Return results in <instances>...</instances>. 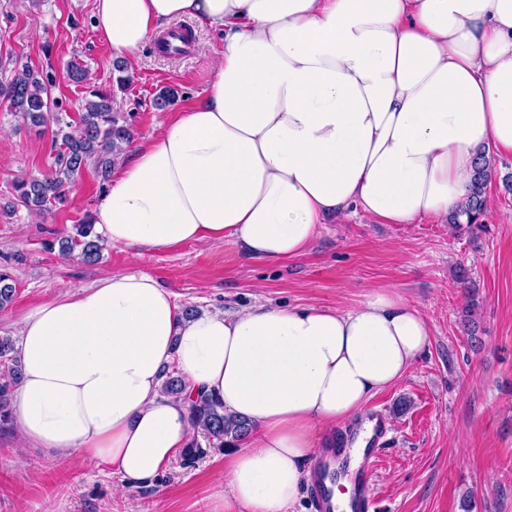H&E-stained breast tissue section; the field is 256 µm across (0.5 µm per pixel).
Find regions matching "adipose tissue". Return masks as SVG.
I'll return each instance as SVG.
<instances>
[{"mask_svg":"<svg viewBox=\"0 0 512 512\" xmlns=\"http://www.w3.org/2000/svg\"><path fill=\"white\" fill-rule=\"evenodd\" d=\"M93 18L125 61L182 18L224 42L202 102L141 141L97 203L91 219L112 248L224 242L281 261L354 208L381 224L446 217L478 154H512V0H95ZM19 336L20 445L149 486L198 437L191 402L209 394L251 425L224 455L212 512H288L308 457L353 424L331 485L348 512L367 464L364 407L403 378L431 330L390 289L348 309L188 318L131 270L39 304ZM172 365L185 390L166 397Z\"/></svg>","mask_w":512,"mask_h":512,"instance_id":"ef3b65f1","label":"adipose tissue"}]
</instances>
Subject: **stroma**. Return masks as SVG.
<instances>
[{
	"instance_id": "obj_1",
	"label": "stroma",
	"mask_w": 512,
	"mask_h": 512,
	"mask_svg": "<svg viewBox=\"0 0 512 512\" xmlns=\"http://www.w3.org/2000/svg\"><path fill=\"white\" fill-rule=\"evenodd\" d=\"M94 0H0V60L21 59L52 72V95L77 115L86 86L64 76L67 63L110 89L113 60L93 27ZM197 45L175 60L146 44L129 65L133 77L117 100L134 113L136 140L157 131L156 91L173 87L178 107L199 102L212 62L224 44L209 27H196ZM55 124L36 127L0 104V267L15 296L0 311V336L17 337L39 304L69 285H91L128 270L155 277L180 308L233 313L258 304H318L349 308L374 289H395L428 318L431 341L406 375L374 396L367 411L390 422L372 453L375 512H512V155L496 159L498 175L486 188L483 226L447 220L380 224L360 209L343 223L321 225L308 251L279 263L248 258L223 243L181 244L142 255L108 248L88 265L62 258L49 241L70 232L101 196L93 167L74 178L64 205L34 212L16 202L14 181L47 172L55 154ZM468 268L471 287L455 279ZM479 304L475 335L462 326L468 295ZM176 456L154 485L121 487L105 466L76 455L19 447L15 422H0V512H211L224 473V448Z\"/></svg>"
}]
</instances>
